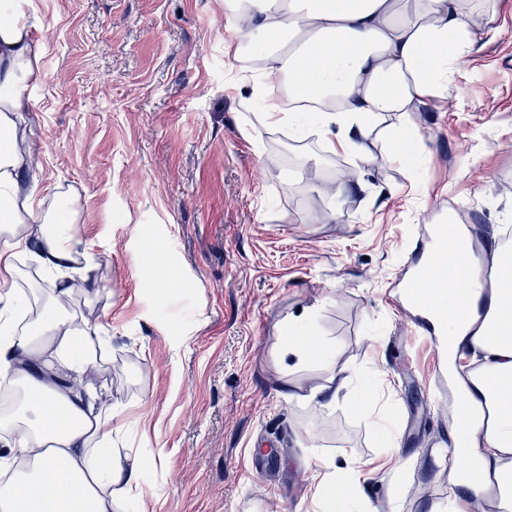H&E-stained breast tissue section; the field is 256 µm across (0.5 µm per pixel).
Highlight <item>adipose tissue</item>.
Listing matches in <instances>:
<instances>
[{
	"label": "adipose tissue",
	"mask_w": 512,
	"mask_h": 512,
	"mask_svg": "<svg viewBox=\"0 0 512 512\" xmlns=\"http://www.w3.org/2000/svg\"><path fill=\"white\" fill-rule=\"evenodd\" d=\"M470 14L471 0H230L224 52L241 63L253 94L265 98L261 123L294 124L286 99L339 102L320 113L317 130L328 136L340 127L338 145L356 162L348 183L324 187L326 218L335 219L348 189L364 186L359 139L383 122L390 139L405 146L416 134L408 121L415 102L455 86L481 36ZM41 22L36 0H0V135L9 141L0 148V374L24 387L19 408L0 419V470L14 472L0 484V512H112L116 496L142 499L147 462L112 453L119 410L100 404L85 382L103 345L101 328L70 310L74 277L89 256L76 248L74 210L44 209L31 175L28 89L43 73L29 34ZM27 252L49 280L42 315L19 334L12 290L18 257ZM481 308L467 323L448 324L447 352L464 347L483 356L475 370L448 373L451 453L468 459L479 479L494 476L498 506L512 512V283L493 289ZM313 323L308 312L289 317L279 357L298 368L324 363L327 374L308 397L330 406L338 394L337 353L313 336Z\"/></svg>",
	"instance_id": "ef3b65f1"
}]
</instances>
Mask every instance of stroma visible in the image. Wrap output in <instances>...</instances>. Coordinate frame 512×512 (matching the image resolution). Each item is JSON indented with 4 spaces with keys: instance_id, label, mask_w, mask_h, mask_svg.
I'll use <instances>...</instances> for the list:
<instances>
[{
    "instance_id": "obj_1",
    "label": "stroma",
    "mask_w": 512,
    "mask_h": 512,
    "mask_svg": "<svg viewBox=\"0 0 512 512\" xmlns=\"http://www.w3.org/2000/svg\"><path fill=\"white\" fill-rule=\"evenodd\" d=\"M45 80L31 94L33 173L73 199L92 258L87 321L107 328L88 379L116 453L139 454L149 512H336L313 496L319 461L363 463L346 512H430L448 501L444 358L411 339L401 290L433 208L481 231L512 218V0H477L482 37L444 100L410 113L401 159L375 132L364 190L318 220L330 170L351 164L316 133L259 124L224 53V0H38ZM318 314L347 380L334 405L291 401L321 364L285 375L289 316ZM372 383L381 423L349 407ZM406 462L400 499L381 463L388 433ZM122 499L116 512H136Z\"/></svg>"
}]
</instances>
